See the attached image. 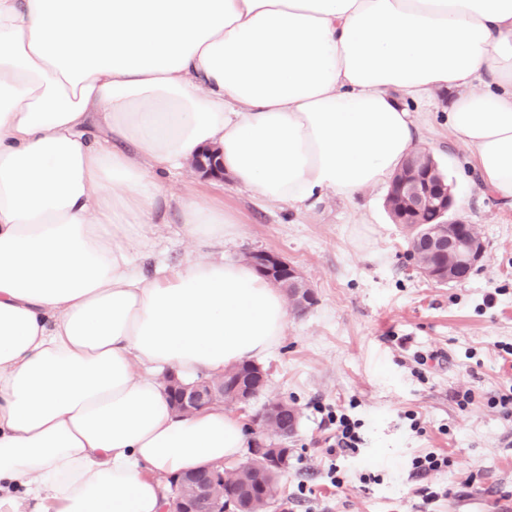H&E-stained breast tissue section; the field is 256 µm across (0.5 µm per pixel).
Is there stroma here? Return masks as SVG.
<instances>
[{"label": "stroma", "instance_id": "obj_1", "mask_svg": "<svg viewBox=\"0 0 512 512\" xmlns=\"http://www.w3.org/2000/svg\"><path fill=\"white\" fill-rule=\"evenodd\" d=\"M415 119L421 149L433 154L460 201L452 217L477 225L486 245L482 262L457 283L416 272L409 233L393 223L385 188L298 210L193 171L173 184L237 216L226 258L277 253L316 296L306 313L289 314L281 346L260 360L268 372L262 399L281 398L300 411L282 494L267 512H498L512 502V422L488 404L512 387V360L503 352L512 346V207L479 189L466 148L449 151L442 106L416 111ZM180 227L173 209L153 225L146 276L190 255ZM419 352L437 358L422 368ZM459 390L473 395L463 410L454 399ZM336 408L363 422L355 458L327 452L326 414ZM410 411L423 433L411 430ZM427 451L447 453L448 468L411 477L412 458ZM334 464L344 476L339 488L329 478ZM369 472L380 483L363 484ZM424 486L439 494L432 504L422 500Z\"/></svg>", "mask_w": 512, "mask_h": 512}]
</instances>
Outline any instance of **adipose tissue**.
<instances>
[{"mask_svg":"<svg viewBox=\"0 0 512 512\" xmlns=\"http://www.w3.org/2000/svg\"><path fill=\"white\" fill-rule=\"evenodd\" d=\"M512 206V0H0V512H162L236 459L241 416L178 413L192 382L274 351L288 299L237 233L175 197L203 149L298 209L389 184L435 94ZM177 207L192 258L146 277Z\"/></svg>","mask_w":512,"mask_h":512,"instance_id":"adipose-tissue-1","label":"adipose tissue"}]
</instances>
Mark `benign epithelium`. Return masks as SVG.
Instances as JSON below:
<instances>
[{
  "label": "benign epithelium",
  "mask_w": 512,
  "mask_h": 512,
  "mask_svg": "<svg viewBox=\"0 0 512 512\" xmlns=\"http://www.w3.org/2000/svg\"><path fill=\"white\" fill-rule=\"evenodd\" d=\"M196 171L206 177L224 178V170L218 153L207 150L193 161ZM399 192L407 206V212L415 213L428 207H436L447 216L446 224H455L459 235L446 234L438 228L431 229L423 238L428 250L447 256V263L441 266H425L418 262V252L410 254L418 273L430 280L441 283L462 281L469 276L485 253V242L474 224H466L457 219L448 218L455 205V199L447 191L443 181L433 172L416 168L413 161L405 163L404 177L399 184ZM248 259L273 283H288L290 299L304 308L314 301V295L308 287L301 271L289 264L279 255L269 251H255ZM267 385L266 373L257 365L241 376L237 382L224 386V378L201 380L189 386L173 383L168 386L173 407L183 413L200 409L215 402H224V393H229L231 403L247 404L257 397ZM285 409L281 400L270 403L266 410L253 417V430L261 435L251 448L252 458L261 469L271 475L284 472L288 468L289 449L282 448L278 442L288 436L277 433V440H267L273 416ZM228 483L224 469H204L190 473L172 484V496L168 503V512H227L234 506L235 512H256L255 505L268 499L267 486L261 484L248 491L247 498H224V486Z\"/></svg>",
  "instance_id": "benign-epithelium-1"
}]
</instances>
